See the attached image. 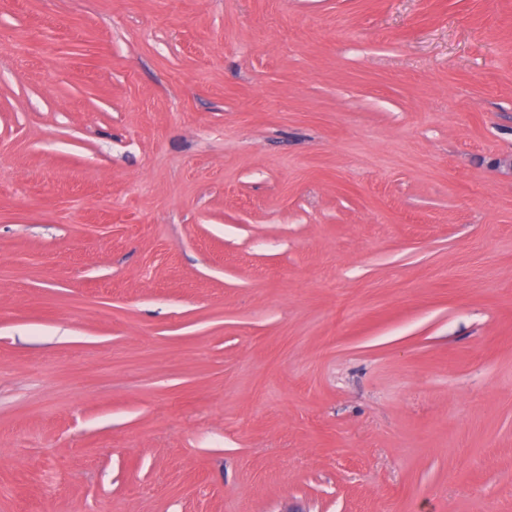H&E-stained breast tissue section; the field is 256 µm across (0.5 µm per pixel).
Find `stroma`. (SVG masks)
<instances>
[{"label": "stroma", "instance_id": "1", "mask_svg": "<svg viewBox=\"0 0 512 512\" xmlns=\"http://www.w3.org/2000/svg\"><path fill=\"white\" fill-rule=\"evenodd\" d=\"M512 0H0V512H512Z\"/></svg>", "mask_w": 512, "mask_h": 512}]
</instances>
